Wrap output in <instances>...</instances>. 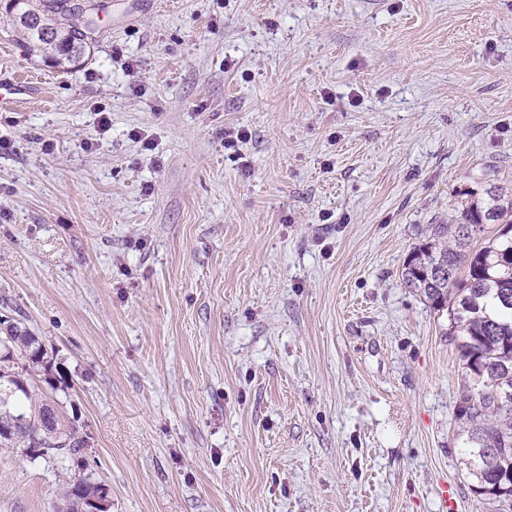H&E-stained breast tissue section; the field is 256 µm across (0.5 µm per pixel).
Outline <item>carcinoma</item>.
I'll list each match as a JSON object with an SVG mask.
<instances>
[{"mask_svg": "<svg viewBox=\"0 0 512 512\" xmlns=\"http://www.w3.org/2000/svg\"><path fill=\"white\" fill-rule=\"evenodd\" d=\"M21 46L62 69L83 64L88 24L76 0H9ZM488 224L498 225L487 245L464 251L463 241ZM404 284L447 311L450 335L460 339V358L469 371L460 393L458 418L467 428L468 464L474 491L502 507L512 505V194L501 186L469 193L453 224H436L432 237L406 262ZM52 359L41 338L18 323L8 327L0 355V414L20 420L15 432L0 434V448L27 458L62 463L54 512H81L102 490L83 456L87 440L67 421L58 402L40 397L30 376L48 373ZM76 464L82 474L67 473Z\"/></svg>", "mask_w": 512, "mask_h": 512, "instance_id": "1", "label": "carcinoma"}]
</instances>
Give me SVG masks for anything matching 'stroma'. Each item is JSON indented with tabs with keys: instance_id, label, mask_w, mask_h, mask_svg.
<instances>
[{
	"instance_id": "1",
	"label": "stroma",
	"mask_w": 512,
	"mask_h": 512,
	"mask_svg": "<svg viewBox=\"0 0 512 512\" xmlns=\"http://www.w3.org/2000/svg\"><path fill=\"white\" fill-rule=\"evenodd\" d=\"M102 3L62 70L0 0V82H39L0 112V321L41 336L112 512H497L449 316L401 272L512 186V0ZM58 484L0 449V512Z\"/></svg>"
}]
</instances>
